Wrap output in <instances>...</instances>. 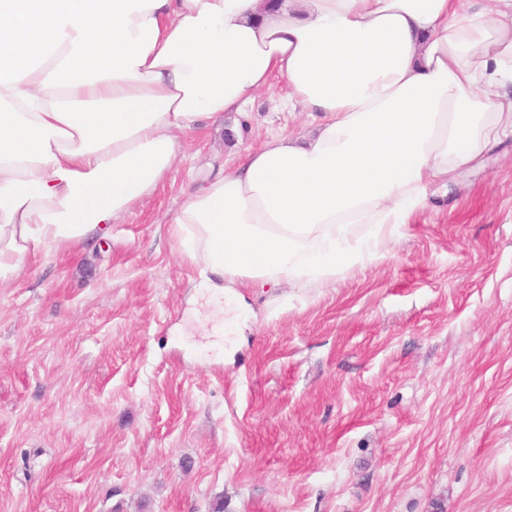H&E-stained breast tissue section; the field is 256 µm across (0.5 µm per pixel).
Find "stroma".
Here are the masks:
<instances>
[{"label":"stroma","mask_w":512,"mask_h":512,"mask_svg":"<svg viewBox=\"0 0 512 512\" xmlns=\"http://www.w3.org/2000/svg\"><path fill=\"white\" fill-rule=\"evenodd\" d=\"M281 82L182 138L92 248L0 284V512H512V135L382 258L196 297L169 221L246 149L317 126Z\"/></svg>","instance_id":"obj_1"}]
</instances>
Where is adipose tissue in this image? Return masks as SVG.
<instances>
[{"label": "adipose tissue", "instance_id": "1", "mask_svg": "<svg viewBox=\"0 0 512 512\" xmlns=\"http://www.w3.org/2000/svg\"><path fill=\"white\" fill-rule=\"evenodd\" d=\"M319 112L187 195L202 288H308L381 257L434 185L512 133V0H0V283L168 180L179 136L272 77Z\"/></svg>", "mask_w": 512, "mask_h": 512}]
</instances>
